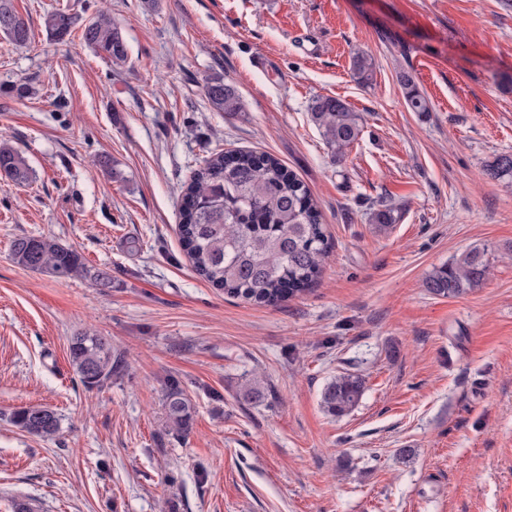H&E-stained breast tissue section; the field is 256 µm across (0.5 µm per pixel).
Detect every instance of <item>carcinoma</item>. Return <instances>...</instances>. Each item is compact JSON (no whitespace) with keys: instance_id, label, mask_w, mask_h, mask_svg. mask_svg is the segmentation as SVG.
<instances>
[{"instance_id":"carcinoma-1","label":"carcinoma","mask_w":512,"mask_h":512,"mask_svg":"<svg viewBox=\"0 0 512 512\" xmlns=\"http://www.w3.org/2000/svg\"><path fill=\"white\" fill-rule=\"evenodd\" d=\"M45 28L55 41L63 42L81 29V41L112 61L128 56L121 30L110 16L97 14L86 22L58 9L45 18ZM0 37L24 47L31 41L28 24L16 12L13 0H0ZM355 77L366 82L373 72L372 60L356 55ZM399 83L407 107L413 112L429 111L428 101L412 76L404 72ZM205 93L218 112L232 115L242 111L237 91L224 78H211ZM311 120L330 150L341 160L359 139L364 117L344 100L317 97L310 106ZM34 171L12 145L0 143V180L23 184ZM493 178L512 177V156L501 155L488 169ZM179 235L194 270L224 293L259 305H275L308 290L327 258V239L321 213L305 183L270 154L251 151L215 153L197 169L181 203ZM12 261L28 270L58 278H82L98 288H109L111 277L91 268L76 249L43 235H20L10 245ZM489 269L487 249L474 248L454 263L434 270L426 280L428 290L453 298L478 286ZM69 360L84 387L94 389L123 370L120 354L103 336L84 331L69 343ZM364 394V379L344 373L329 381L321 393V405L330 415L350 413ZM243 396L260 402L265 385L256 376L243 386ZM163 408L169 431L188 435L194 423L195 406L177 380L168 383ZM12 422L29 435L54 439L61 418L46 407H21L11 414Z\"/></svg>"}]
</instances>
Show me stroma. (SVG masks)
<instances>
[{"label":"stroma","mask_w":512,"mask_h":512,"mask_svg":"<svg viewBox=\"0 0 512 512\" xmlns=\"http://www.w3.org/2000/svg\"><path fill=\"white\" fill-rule=\"evenodd\" d=\"M31 42L0 40V140L32 185L0 181V512H512V0H14ZM111 15L128 58L46 15ZM374 63L368 83L354 54ZM409 72L429 103L410 111ZM241 112L213 109V76ZM26 81L20 99L11 84ZM364 117L335 161L313 99ZM267 152L309 187L331 242L312 289L276 306L224 294L178 235L182 191L210 152ZM107 155L124 178L95 164ZM398 208L394 224L374 212ZM44 235L106 270L108 288L33 272L14 237ZM137 249H130V241ZM490 245V271L455 298L426 279ZM92 329L125 370L86 389L68 344ZM365 380L334 417L323 387ZM269 389L245 400L246 379ZM178 379L193 429L168 431ZM24 406L56 439L14 426ZM364 389V379L359 374H340L323 388L321 405L331 416H344L359 404ZM12 422L23 432L53 440L59 435L61 418L46 407H21L11 414Z\"/></svg>","instance_id":"35a3bbf8"}]
</instances>
